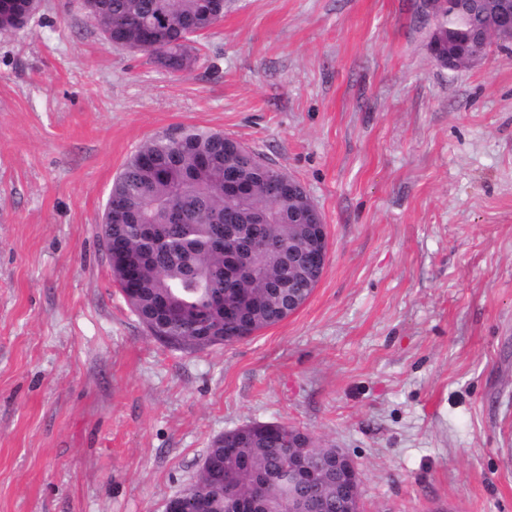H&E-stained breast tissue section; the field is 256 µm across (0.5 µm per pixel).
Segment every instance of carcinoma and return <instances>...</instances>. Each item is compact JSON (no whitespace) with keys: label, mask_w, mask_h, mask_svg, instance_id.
<instances>
[{"label":"carcinoma","mask_w":512,"mask_h":512,"mask_svg":"<svg viewBox=\"0 0 512 512\" xmlns=\"http://www.w3.org/2000/svg\"><path fill=\"white\" fill-rule=\"evenodd\" d=\"M0 12V30L17 28L29 12L28 0H9ZM224 18V0H102L94 22L112 42L133 45L150 30L160 47L155 61L171 70L195 60L192 38ZM487 9L443 15L431 48L440 67L448 66V50L463 52L468 39L488 29ZM244 146L222 133L199 128L181 131L171 142L158 135L141 144L115 179L110 198L121 208L112 219V262L135 269V282L117 281L121 291L133 286L130 303L157 340L172 348L196 351L219 339L234 344L288 317L289 289L276 294L272 278L288 279L277 255L288 250L295 234L293 212L308 198L289 201L272 194V181L285 172L255 167L241 154ZM233 170L245 190L224 189V172ZM180 219H169L172 211ZM265 246L258 274L243 280L236 301L242 317L224 316V255L233 243L224 239V222ZM309 445L310 461L336 472V448L315 441L309 433L277 423L242 426L215 439L206 456L212 467L199 469L190 487L204 502L202 512H235L238 499L258 501L256 512H289L288 445Z\"/></svg>","instance_id":"obj_1"}]
</instances>
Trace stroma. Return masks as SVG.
I'll return each instance as SVG.
<instances>
[{"label":"stroma","instance_id":"1","mask_svg":"<svg viewBox=\"0 0 512 512\" xmlns=\"http://www.w3.org/2000/svg\"><path fill=\"white\" fill-rule=\"evenodd\" d=\"M80 2L0 30V512H162L252 422L345 449L363 512H512V43L448 71L417 0H224L173 72ZM192 127L302 184L328 256L298 311L189 354L100 225Z\"/></svg>","mask_w":512,"mask_h":512}]
</instances>
